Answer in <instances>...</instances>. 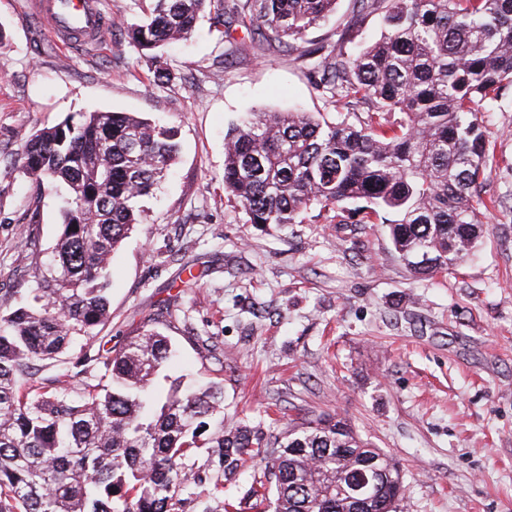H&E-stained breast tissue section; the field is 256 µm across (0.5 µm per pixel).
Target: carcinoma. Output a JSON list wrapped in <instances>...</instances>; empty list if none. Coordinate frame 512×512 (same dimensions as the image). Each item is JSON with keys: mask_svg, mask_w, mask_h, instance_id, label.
<instances>
[{"mask_svg": "<svg viewBox=\"0 0 512 512\" xmlns=\"http://www.w3.org/2000/svg\"><path fill=\"white\" fill-rule=\"evenodd\" d=\"M214 1L224 57L247 42L257 52L286 46L314 60L316 90L346 107L333 122L268 111L227 129L224 191L245 223L300 224L313 207L334 208L344 222L382 220L418 277L463 262L488 230L490 144L480 115L512 88V0H359L380 15L382 32L355 54L344 37L308 47L336 0H150L145 19L123 34L151 62L154 83L173 79L164 46L190 36ZM236 27L249 41L233 36ZM177 154L174 129L129 112L68 116L25 142L23 170L66 197L36 287L0 299V512H181L196 489L210 482L220 493L258 459L263 479L243 498L256 512H363L349 492L361 470L374 473L373 512H403L399 462L345 418L279 434L221 428L201 439L223 387L156 389L175 350L150 324L118 349L40 377L72 345L92 347L109 312L112 254ZM201 457L217 459L220 478L187 473Z\"/></svg>", "mask_w": 512, "mask_h": 512, "instance_id": "1", "label": "carcinoma"}]
</instances>
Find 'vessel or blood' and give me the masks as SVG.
<instances>
[{
  "mask_svg": "<svg viewBox=\"0 0 512 512\" xmlns=\"http://www.w3.org/2000/svg\"><path fill=\"white\" fill-rule=\"evenodd\" d=\"M55 39L67 47L99 46L112 25L100 0H38Z\"/></svg>",
  "mask_w": 512,
  "mask_h": 512,
  "instance_id": "obj_1",
  "label": "vessel or blood"
}]
</instances>
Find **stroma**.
<instances>
[{
	"mask_svg": "<svg viewBox=\"0 0 512 512\" xmlns=\"http://www.w3.org/2000/svg\"><path fill=\"white\" fill-rule=\"evenodd\" d=\"M102 7L112 17L104 42L64 51L34 0H0V297L35 285L31 211L42 247L61 222L62 194L22 170L28 135L83 112L173 127L176 163L112 259L105 347L156 323L179 353L158 387L221 383L225 427L264 419L284 431L338 414L400 462L405 512H512V89L484 117L486 194L499 205L481 245L455 270L416 278L385 224H341L314 208L300 224L259 226L225 193L224 133L241 113L336 115L293 54L223 62L207 15L166 48L174 80L158 85L122 33L142 16L137 0ZM381 31L358 0H337L308 38L344 33L356 52ZM262 476L251 465L223 495L201 493L183 510L223 512Z\"/></svg>",
	"mask_w": 512,
	"mask_h": 512,
	"instance_id": "35a3bbf8",
	"label": "stroma"
}]
</instances>
